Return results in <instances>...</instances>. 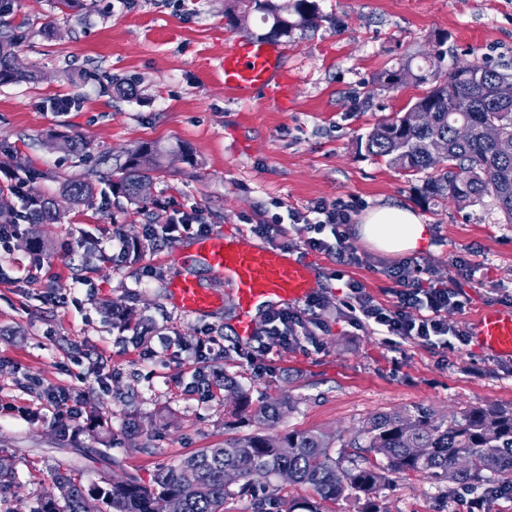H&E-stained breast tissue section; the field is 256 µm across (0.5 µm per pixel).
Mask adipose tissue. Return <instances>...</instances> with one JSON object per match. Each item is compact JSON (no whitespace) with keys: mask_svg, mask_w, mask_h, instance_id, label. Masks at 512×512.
<instances>
[{"mask_svg":"<svg viewBox=\"0 0 512 512\" xmlns=\"http://www.w3.org/2000/svg\"><path fill=\"white\" fill-rule=\"evenodd\" d=\"M358 238L384 255L420 254L430 247V229L406 205L390 202L365 211L356 226Z\"/></svg>","mask_w":512,"mask_h":512,"instance_id":"1","label":"adipose tissue"}]
</instances>
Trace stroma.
<instances>
[{"label":"stroma","mask_w":512,"mask_h":512,"mask_svg":"<svg viewBox=\"0 0 512 512\" xmlns=\"http://www.w3.org/2000/svg\"><path fill=\"white\" fill-rule=\"evenodd\" d=\"M316 28L282 38L292 80L286 107L244 101L224 89V49L266 37L258 14L242 26L226 0H84L71 15L53 0H15L12 18L27 21L18 48L21 69L38 81L0 85V167L32 172L34 190L59 198L56 224H24L0 246V458L15 474L0 512H39L55 493L56 470L75 468L84 484L106 486L135 476L151 485L158 470L198 449L251 433L246 415L223 388L193 394L195 342L217 337L219 366L249 392L252 406L286 399L276 429H316L346 440L376 414L427 411L444 418L464 408L512 405V358L484 350L473 324L490 310L512 311V224L491 200L459 208L417 201L402 171L356 148L386 115L406 111L424 89L386 87L382 73L404 58H422L446 36L448 63L485 61L512 73V0H316ZM51 25L52 35L41 28ZM134 89L122 97L117 85ZM70 97L68 112L51 103ZM86 152L62 149L64 138ZM144 143L185 148L192 163L169 164L151 196L172 208L198 206L212 230L260 243L253 226L277 207L306 211L317 201L356 200L362 209L397 201L431 228L433 248L415 255L420 277L459 288L462 311L447 320L467 336L448 348L389 342L377 327L351 325L340 312L345 279L391 303L396 259L355 242L356 258L309 252L326 306L300 344L273 348L250 362L253 344L235 334L230 287L207 266L198 282L221 297L187 315L168 285L196 248V232L146 247L132 263L87 259L91 235L111 249L113 229L143 237L155 215L98 193L79 206L61 200L65 179L85 175L96 156ZM45 242L43 267L29 268L27 241ZM344 280H337L336 270ZM134 309L147 337L113 326L106 304ZM66 385L83 414L64 442L44 391ZM499 489L489 512H512V475L464 490L410 473L390 476L380 492L385 512H466L469 498Z\"/></svg>","instance_id":"stroma-1"}]
</instances>
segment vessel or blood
Returning <instances> with one entry per match:
<instances>
[{
  "label": "vessel or blood",
  "instance_id": "vessel-or-blood-1",
  "mask_svg": "<svg viewBox=\"0 0 512 512\" xmlns=\"http://www.w3.org/2000/svg\"><path fill=\"white\" fill-rule=\"evenodd\" d=\"M287 55L279 45L251 38L236 40L224 52L225 89L248 100L255 94L283 104L288 100ZM193 262L208 266L233 287L238 309L236 334L248 342L255 334L253 312H272L282 305L304 301L314 290L309 265L288 250L268 245H245L215 231L199 238ZM169 293L183 313L196 315L216 302L214 291L200 287L191 270L169 284ZM477 341L503 358H512V312L488 311L474 327Z\"/></svg>",
  "mask_w": 512,
  "mask_h": 512
}]
</instances>
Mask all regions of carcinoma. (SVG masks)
I'll use <instances>...</instances> for the list:
<instances>
[{
  "mask_svg": "<svg viewBox=\"0 0 512 512\" xmlns=\"http://www.w3.org/2000/svg\"><path fill=\"white\" fill-rule=\"evenodd\" d=\"M13 0H0V84H11L34 75L14 69L15 48L20 26L4 20L11 14ZM261 14L269 25V37H286L295 30L317 25L321 16L315 0H230L227 15L243 25L251 13ZM433 52L424 65L413 71L412 60L397 71L385 74V83L399 84L398 76L426 86L413 103L433 113L432 125L416 129L403 116L379 120L357 149L382 159L410 176L421 178L420 196L425 201H452L466 207L489 197L512 224V75L488 63L467 68L445 65L446 38H434ZM489 122L501 126L503 136L496 143L479 137L457 140L455 126L464 123L478 129ZM448 141L447 166L439 168L427 152L429 139ZM168 154L153 143H145L123 155L105 156L114 161L107 179L112 195L129 204L143 202L138 185L152 179L164 167ZM91 176L75 177L62 184L61 195L80 205L94 197ZM60 219L55 201L44 198L31 217L32 224H54ZM283 403L270 401L253 414L258 431L224 441V445L203 448L177 465L159 471L150 486L130 476L112 483L102 493L86 487L72 475L58 471L54 485L63 500L46 498L42 512H85V501L96 496L112 512H156V503L165 498L176 512H224V502L255 484L267 483L288 472L291 483L307 485L322 501L353 498L359 512H382L378 504L381 488L392 474L418 473L429 479H445L467 484L487 481L494 475L512 472V406L488 405L466 408L448 418L428 414H377L368 418L333 456L332 440L318 430H290L272 433L281 416ZM469 457L468 469L456 466L457 457ZM232 469L242 484L238 489L225 483L224 471Z\"/></svg>",
  "mask_w": 512,
  "mask_h": 512,
  "instance_id": "carcinoma-1",
  "label": "carcinoma"
}]
</instances>
